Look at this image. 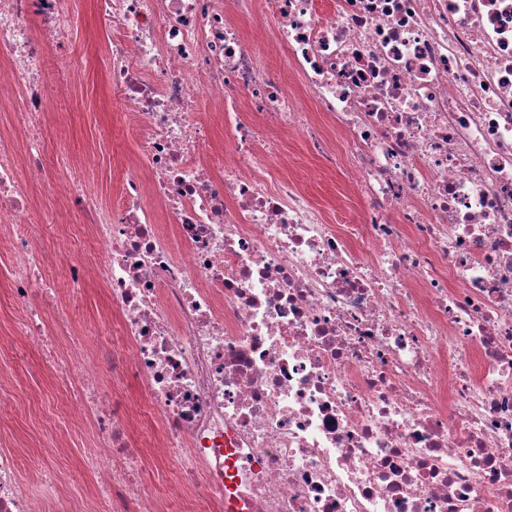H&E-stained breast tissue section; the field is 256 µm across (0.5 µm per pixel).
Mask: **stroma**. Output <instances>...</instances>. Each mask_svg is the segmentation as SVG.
Segmentation results:
<instances>
[{"label":"stroma","mask_w":512,"mask_h":512,"mask_svg":"<svg viewBox=\"0 0 512 512\" xmlns=\"http://www.w3.org/2000/svg\"><path fill=\"white\" fill-rule=\"evenodd\" d=\"M66 21L71 43L49 56L47 72L52 78L71 73L73 88L47 118L44 164L52 174L71 173L86 181L99 201L108 203L120 184L121 162L133 145L123 119L121 86L112 76V46L122 32L120 6L115 0L104 7L95 0H69ZM279 140L280 154L271 160V167L294 178L315 205L349 227L359 250H367L369 243L359 231L362 198L343 190L339 175L325 170L301 140L285 134ZM31 196L30 221L44 239L49 254L44 274L56 290L59 307L68 311L74 331H91V355L115 350V319L103 289L92 284L76 297L68 287L65 259L91 245L78 208L42 186L32 187ZM19 320L9 283L0 277V339L6 341L0 349V368L20 378L25 389L24 395L11 396L0 410V438L19 448L21 481L34 498L47 501L48 512H67L72 501L94 512L95 505L88 500L90 482L82 471V459L94 445L93 429L74 424L65 415L63 403L70 392L52 379L33 347L15 338ZM157 434L156 421L142 418L129 443L138 451L147 485L164 512H188L190 501L172 489L178 465L159 453ZM48 469L65 478L63 497L52 496L44 478Z\"/></svg>","instance_id":"1"}]
</instances>
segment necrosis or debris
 <instances>
[{
    "label": "necrosis or debris",
    "mask_w": 512,
    "mask_h": 512,
    "mask_svg": "<svg viewBox=\"0 0 512 512\" xmlns=\"http://www.w3.org/2000/svg\"><path fill=\"white\" fill-rule=\"evenodd\" d=\"M123 106L136 151L112 205L49 179L42 127L71 88L67 0H0V242L17 336L95 427L101 512H160L130 455L162 424L198 512H512V0H122ZM288 55L262 63L241 19ZM228 151L205 160L207 108ZM367 202L357 252L290 177L270 128ZM80 203L98 253L66 260L121 327L109 398L55 295L27 189ZM0 512H41L0 448ZM265 66L282 81L294 84L296 77L290 70L288 65V59L282 51L274 48H270L265 51L264 55Z\"/></svg>",
    "instance_id": "4bbe7bcc"
}]
</instances>
